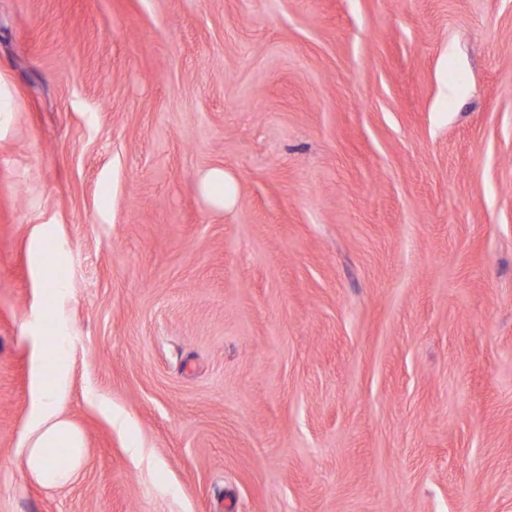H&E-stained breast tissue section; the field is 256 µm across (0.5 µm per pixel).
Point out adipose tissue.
I'll return each mask as SVG.
<instances>
[{"label": "adipose tissue", "mask_w": 512, "mask_h": 512, "mask_svg": "<svg viewBox=\"0 0 512 512\" xmlns=\"http://www.w3.org/2000/svg\"><path fill=\"white\" fill-rule=\"evenodd\" d=\"M34 262L44 288V314L58 313L59 296L65 286L44 239H37ZM42 365L36 377L33 412L21 439L22 465L27 475L47 488L74 482L85 461L82 433L64 416L68 376L64 362L69 346L62 338L44 344Z\"/></svg>", "instance_id": "obj_1"}]
</instances>
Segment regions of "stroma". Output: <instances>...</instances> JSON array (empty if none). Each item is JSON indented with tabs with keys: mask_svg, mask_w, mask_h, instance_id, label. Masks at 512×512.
I'll return each mask as SVG.
<instances>
[{
	"mask_svg": "<svg viewBox=\"0 0 512 512\" xmlns=\"http://www.w3.org/2000/svg\"><path fill=\"white\" fill-rule=\"evenodd\" d=\"M0 512H512V0H0ZM204 190L208 193L214 204L224 207L227 202L234 199L233 191L224 190V173L220 170L211 172L204 180ZM34 262L44 288V315L59 314V296L63 288H66L64 281L58 275V269L48 245L45 242L44 234H41L34 247ZM69 351L61 337L42 346L36 399L21 439L24 470L32 480L47 488H61L74 482L85 461L83 435L62 411L68 387L64 362ZM52 448H65L62 461L51 452Z\"/></svg>",
	"mask_w": 512,
	"mask_h": 512,
	"instance_id": "stroma-1",
	"label": "stroma"
}]
</instances>
